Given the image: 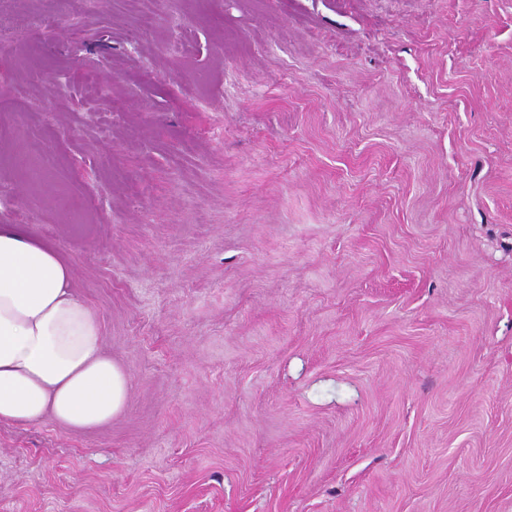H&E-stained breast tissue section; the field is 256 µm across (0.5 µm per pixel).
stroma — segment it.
<instances>
[{"instance_id":"1","label":"stroma","mask_w":512,"mask_h":512,"mask_svg":"<svg viewBox=\"0 0 512 512\" xmlns=\"http://www.w3.org/2000/svg\"><path fill=\"white\" fill-rule=\"evenodd\" d=\"M0 98L132 386L0 512H512V0H0Z\"/></svg>"}]
</instances>
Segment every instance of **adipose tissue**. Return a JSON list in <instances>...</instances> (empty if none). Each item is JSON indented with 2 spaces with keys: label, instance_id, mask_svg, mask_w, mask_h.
Returning <instances> with one entry per match:
<instances>
[{
  "label": "adipose tissue",
  "instance_id": "adipose-tissue-1",
  "mask_svg": "<svg viewBox=\"0 0 512 512\" xmlns=\"http://www.w3.org/2000/svg\"><path fill=\"white\" fill-rule=\"evenodd\" d=\"M130 382L104 347L97 311L73 268L19 228L0 225V423L53 417L73 431L111 424Z\"/></svg>",
  "mask_w": 512,
  "mask_h": 512
}]
</instances>
